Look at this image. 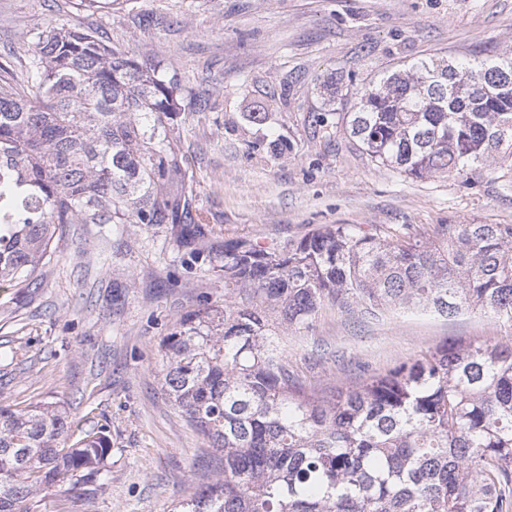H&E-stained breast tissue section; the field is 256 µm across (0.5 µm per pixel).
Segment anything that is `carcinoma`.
<instances>
[{"instance_id": "1", "label": "carcinoma", "mask_w": 512, "mask_h": 512, "mask_svg": "<svg viewBox=\"0 0 512 512\" xmlns=\"http://www.w3.org/2000/svg\"><path fill=\"white\" fill-rule=\"evenodd\" d=\"M154 53L50 25L21 83L0 64V288L33 284L66 224L201 216L175 118L182 89ZM346 131L407 176L512 166V53L420 59L357 93ZM224 302L174 323L158 350L169 402L213 448L215 479L171 512H512V341L450 340L325 392L288 368L285 339L326 307L475 311L512 322V224L419 237L345 224L296 243L224 242ZM63 407H0V512L105 468L111 443L67 445Z\"/></svg>"}]
</instances>
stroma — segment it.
<instances>
[{
    "label": "stroma",
    "mask_w": 512,
    "mask_h": 512,
    "mask_svg": "<svg viewBox=\"0 0 512 512\" xmlns=\"http://www.w3.org/2000/svg\"><path fill=\"white\" fill-rule=\"evenodd\" d=\"M50 23L96 27L163 60L186 103L177 117L202 215L198 255L163 224H71L32 286L0 290V407L64 406L75 435L112 441L107 475L61 487L35 512H170L211 482L213 452L162 389L157 354L179 317L222 302L225 241L291 243L337 224L412 237L435 224H512V168L411 178L370 162L331 99L418 58L512 52V0H0V54L31 53ZM253 112L264 122L250 121ZM449 339L504 342L484 313L356 319L324 308L289 335L290 369L330 390Z\"/></svg>",
    "instance_id": "stroma-1"
}]
</instances>
